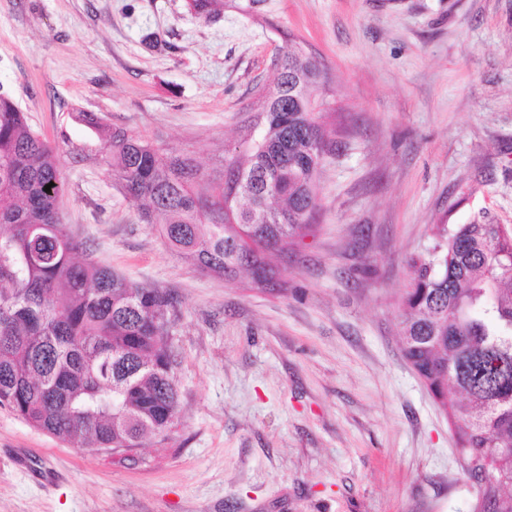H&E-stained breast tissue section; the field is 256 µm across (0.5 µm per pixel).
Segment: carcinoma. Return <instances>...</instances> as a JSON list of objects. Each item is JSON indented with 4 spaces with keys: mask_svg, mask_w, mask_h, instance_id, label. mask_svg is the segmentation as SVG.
<instances>
[{
    "mask_svg": "<svg viewBox=\"0 0 512 512\" xmlns=\"http://www.w3.org/2000/svg\"><path fill=\"white\" fill-rule=\"evenodd\" d=\"M262 88L263 129L225 212L224 179L189 156L166 157L120 129L104 143L116 187L171 249L203 274L257 287L286 282L272 257L313 228L317 179L332 151L313 92L328 85L298 44ZM54 183L51 191L44 188ZM58 148L35 133L0 84V406L87 451L168 438L178 418L173 298L94 262L62 222ZM433 253L410 259L399 314L404 357L453 421L457 447L487 462L488 506L512 512V229L472 221L435 227ZM454 383L463 399L446 398Z\"/></svg>",
    "mask_w": 512,
    "mask_h": 512,
    "instance_id": "cac0c4a2",
    "label": "carcinoma"
}]
</instances>
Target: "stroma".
Listing matches in <instances>:
<instances>
[{"label": "stroma", "instance_id": "stroma-1", "mask_svg": "<svg viewBox=\"0 0 512 512\" xmlns=\"http://www.w3.org/2000/svg\"><path fill=\"white\" fill-rule=\"evenodd\" d=\"M292 41L329 79L335 147L277 293L197 271L96 157L121 128L221 175ZM0 85L59 147L64 221L93 259L176 301L180 405L125 459L0 407V512H471L397 323L434 225L512 228V0H0Z\"/></svg>", "mask_w": 512, "mask_h": 512}]
</instances>
